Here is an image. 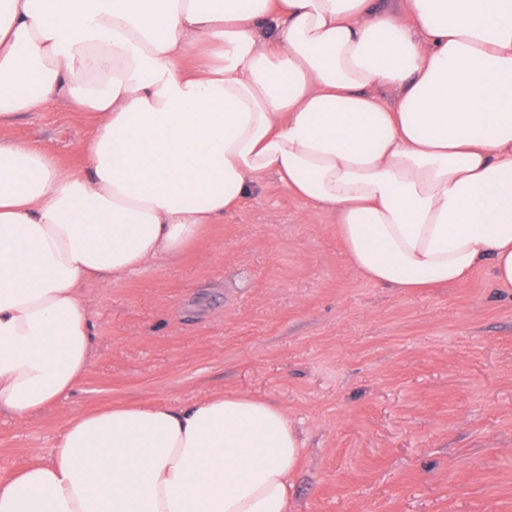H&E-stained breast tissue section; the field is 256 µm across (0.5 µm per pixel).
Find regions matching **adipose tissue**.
I'll list each match as a JSON object with an SVG mask.
<instances>
[{
    "mask_svg": "<svg viewBox=\"0 0 512 512\" xmlns=\"http://www.w3.org/2000/svg\"><path fill=\"white\" fill-rule=\"evenodd\" d=\"M199 47L216 63L180 71ZM60 99L95 118L80 167L0 139V414L80 383L85 289L180 255L267 174L370 282L486 264L512 288V0H0V123ZM301 453L249 394L78 413L0 512H288Z\"/></svg>",
    "mask_w": 512,
    "mask_h": 512,
    "instance_id": "obj_1",
    "label": "adipose tissue"
}]
</instances>
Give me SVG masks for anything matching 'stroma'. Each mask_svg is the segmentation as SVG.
Wrapping results in <instances>:
<instances>
[{"label": "stroma", "mask_w": 512, "mask_h": 512, "mask_svg": "<svg viewBox=\"0 0 512 512\" xmlns=\"http://www.w3.org/2000/svg\"><path fill=\"white\" fill-rule=\"evenodd\" d=\"M90 113L63 101L0 138L82 162ZM272 176L176 259L87 289L91 364L27 421L0 416V479L47 456L70 414L246 393L303 441L291 512H512V288L480 268L418 292L353 271L333 214Z\"/></svg>", "instance_id": "obj_1"}]
</instances>
